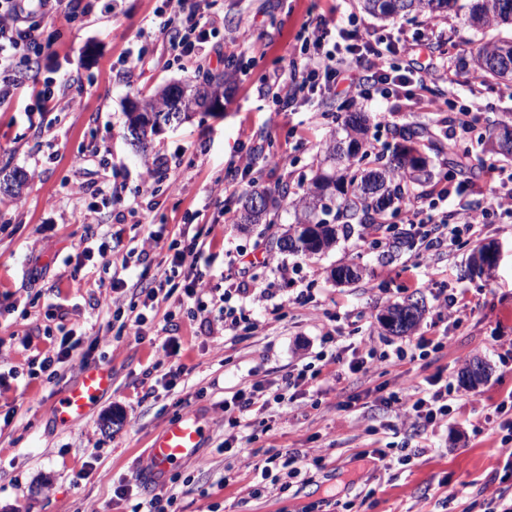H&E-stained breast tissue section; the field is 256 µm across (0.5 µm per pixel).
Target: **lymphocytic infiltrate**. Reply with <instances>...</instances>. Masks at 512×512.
I'll use <instances>...</instances> for the list:
<instances>
[{
	"mask_svg": "<svg viewBox=\"0 0 512 512\" xmlns=\"http://www.w3.org/2000/svg\"><path fill=\"white\" fill-rule=\"evenodd\" d=\"M163 8L157 14L158 29L165 36L169 50L177 58H203L212 35L217 30V20L210 13V0H196L195 9L183 14L182 0H162ZM61 0H0V98L11 97L19 81L17 63L33 66L39 63L43 46L40 42L41 22L55 13ZM301 44L315 45V53L304 54L299 67L300 78L282 82L279 74L265 76L263 84L272 94L278 111L314 95L335 93L339 83L349 87L369 86L375 89L384 85L404 88L414 84V69L398 71L388 58L397 54L399 45L393 37L366 40L357 30L337 26L321 20L314 28L302 29ZM447 189H440L427 205H415L407 211L406 220L411 236L419 238L427 249L441 246L444 235L459 237L461 233L480 235L486 227L487 211L469 210L463 224L451 226L447 215L438 213L439 203L447 201ZM204 256L203 248L194 246L176 250L167 267L144 287L143 304L157 308L168 301L174 291H182L186 300L192 301L201 316H208L209 309L203 301L206 283L199 266ZM305 371L288 375L282 383V392H268L260 384L239 389L231 403L239 412L265 411L271 404L282 402L283 391L305 384ZM456 397L451 382L442 376L427 379L425 385H411L404 394L389 393L382 398V405H398L409 424L412 436L425 439L433 434L437 424L453 412ZM306 455L293 451L270 450L266 464L256 476L259 487L278 485L280 478H294Z\"/></svg>",
	"mask_w": 512,
	"mask_h": 512,
	"instance_id": "lymphocytic-infiltrate-1",
	"label": "lymphocytic infiltrate"
}]
</instances>
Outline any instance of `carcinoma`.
I'll list each match as a JSON object with an SVG mask.
<instances>
[{"mask_svg":"<svg viewBox=\"0 0 512 512\" xmlns=\"http://www.w3.org/2000/svg\"><path fill=\"white\" fill-rule=\"evenodd\" d=\"M365 13L380 20H390L411 14L428 13L437 16L456 6L458 0H358ZM466 21L474 29L512 26V0H468ZM473 76L484 83L512 77V38H497L483 42L471 53ZM224 75L204 72L183 82L166 85L148 97L132 104L127 112V131L132 142L147 150L148 138L155 133L160 119L173 114L179 121L189 119L201 110L218 106L224 98ZM345 137L333 139L326 148V159L333 163L329 174L317 173L305 193L294 198L289 207L294 210L295 223L280 240V247L304 257L319 255L335 243L338 234L344 235L358 226L364 230L371 225L372 215L385 213L395 203L404 200L415 184L431 178L429 162L422 157L413 140L432 136L425 128L407 129L398 133L403 143L394 146L389 156L377 155L368 160L366 148V118L362 112H350L342 121ZM487 142L492 149L512 156V135L508 125L488 129ZM266 200L256 210L255 198ZM277 197H288V188L276 193L255 187L246 193L240 223L259 224L266 216L269 203ZM336 202V208L330 203ZM333 215L328 221L318 214ZM413 297L394 303L387 312L398 318L388 321L385 328L395 334H405L416 328L424 308L410 313Z\"/></svg>","mask_w":512,"mask_h":512,"instance_id":"obj_1","label":"carcinoma"}]
</instances>
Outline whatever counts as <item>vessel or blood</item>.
<instances>
[{
    "instance_id": "b4317fda",
    "label": "vessel or blood",
    "mask_w": 512,
    "mask_h": 512,
    "mask_svg": "<svg viewBox=\"0 0 512 512\" xmlns=\"http://www.w3.org/2000/svg\"><path fill=\"white\" fill-rule=\"evenodd\" d=\"M112 387V372L105 365L85 367L75 386L54 404L56 414L66 421L80 420L93 410L100 398ZM204 436V427L193 414L172 420L153 440L149 467L143 479L155 483L173 467L196 455Z\"/></svg>"
}]
</instances>
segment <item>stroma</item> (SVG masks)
Returning <instances> with one entry per match:
<instances>
[{"mask_svg": "<svg viewBox=\"0 0 512 512\" xmlns=\"http://www.w3.org/2000/svg\"><path fill=\"white\" fill-rule=\"evenodd\" d=\"M356 3L215 0L224 32L199 64L168 51L155 25L157 0H92L87 16L73 15L64 0L44 20L39 74L21 71L15 96L0 103V180L15 170L30 175L20 195L0 193V512H145L152 496L170 489L178 512H484V498L496 489L493 471L512 478V443L501 445L495 413L512 389V210L491 214L480 237H461L448 251L429 254L412 240L390 264L382 263L383 248L369 231L341 236L311 258L281 250L279 239L294 221L285 205L272 210L269 223L239 222L241 199L252 187L285 185L302 194L321 166L326 142L355 110L367 113V138L386 153L398 143V129H430L417 147L432 177L415 193L473 182L482 191L470 201L481 205L491 195L486 167L512 166L483 140L486 125L512 126V86L472 83L461 65L497 29L476 31L453 11L382 22ZM321 16L342 27L356 21L366 39L391 35L413 48L430 38L419 63L447 65L458 104L481 107L482 126L453 136V112L434 111L428 91L409 100L394 94L316 98L275 114L261 80L291 69L299 32ZM202 71L227 76L222 105L165 128L149 150L137 148L127 134L129 102ZM40 77L69 83L74 110L29 111ZM452 140L469 150L472 174L454 173L449 165ZM253 149V173L226 180L227 168ZM150 162L156 180L146 196L142 176ZM219 180L223 193L210 194ZM106 189L112 200L99 207L97 224H83L88 205ZM219 212L223 224L211 226ZM156 224L166 225L181 245L198 242L214 255L206 279L217 296L226 287L229 253L267 256L268 265L255 274L273 282V297L258 303L232 296L230 306L249 312L232 331L217 317L200 324L174 297L143 327L134 326L136 282L152 278L170 256L163 244L141 248ZM83 237L112 262L93 280L77 265ZM489 242L498 247L492 274H469L472 253ZM413 263L423 273L416 284L404 273ZM282 265L284 280L276 273ZM340 265L359 267L361 279L336 283L331 272ZM116 278L126 283V310L117 319L106 306ZM443 288L467 291L477 303L460 327L449 325L436 299ZM411 294L425 306L420 323L408 334L389 333L381 314ZM69 330L82 343L98 340L90 361L111 369L112 389L86 418L65 425L51 403L77 382L79 365H64L51 380L28 372L57 351ZM441 335L447 338L443 351L426 360L378 357L367 374L314 382L264 412L244 413L240 439L224 450L231 430L224 403L240 388L257 381L277 386L323 350L340 352L348 362L371 349L380 354ZM166 341L177 345L176 356L165 357ZM476 358L489 365L488 378L465 389L447 426L422 442L421 456L399 462L401 449L419 442L394 412L376 407V389L395 391L439 370L455 381ZM165 359L183 370L171 390L161 381ZM346 401L350 409L341 410ZM188 411L206 429L198 457L182 461L153 487L140 485L153 438ZM272 448H309L320 461L283 493L253 494ZM377 448L386 451V461L373 457ZM121 484L133 485V492L116 497Z\"/></svg>", "mask_w": 512, "mask_h": 512, "instance_id": "obj_1", "label": "stroma"}]
</instances>
